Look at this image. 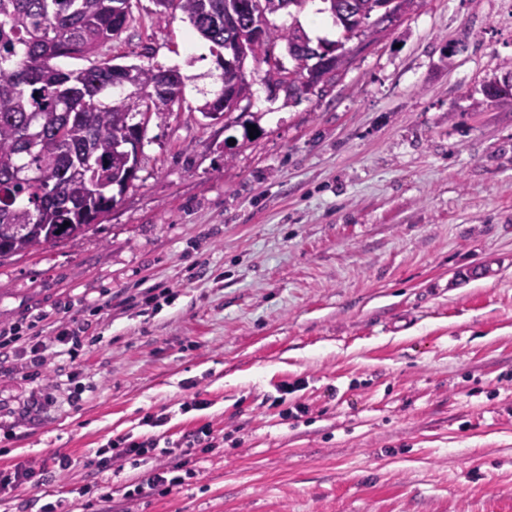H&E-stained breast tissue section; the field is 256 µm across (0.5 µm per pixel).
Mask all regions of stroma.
Masks as SVG:
<instances>
[{
    "label": "stroma",
    "mask_w": 512,
    "mask_h": 512,
    "mask_svg": "<svg viewBox=\"0 0 512 512\" xmlns=\"http://www.w3.org/2000/svg\"><path fill=\"white\" fill-rule=\"evenodd\" d=\"M131 2L100 58L179 68L184 102L87 233L0 261V471L50 465L0 512H512V105L483 96L512 0H414L289 101L247 61L250 103L217 120L209 43ZM74 323L33 374L31 341ZM160 412L224 445L125 498L138 470L95 453Z\"/></svg>",
    "instance_id": "1"
}]
</instances>
